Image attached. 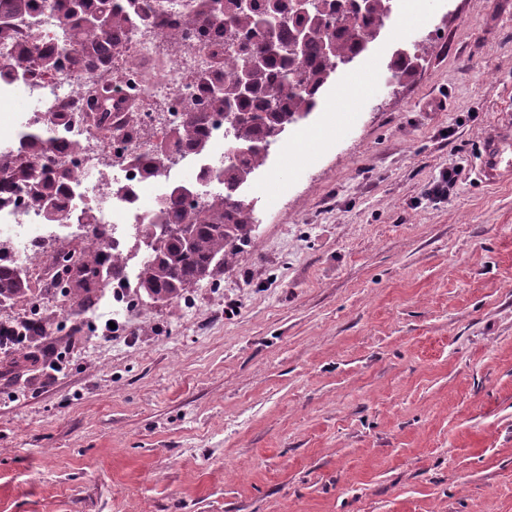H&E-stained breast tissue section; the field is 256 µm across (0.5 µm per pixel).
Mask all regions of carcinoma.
<instances>
[{"instance_id": "cac0c4a2", "label": "carcinoma", "mask_w": 512, "mask_h": 512, "mask_svg": "<svg viewBox=\"0 0 512 512\" xmlns=\"http://www.w3.org/2000/svg\"><path fill=\"white\" fill-rule=\"evenodd\" d=\"M396 0H310L307 7L281 14L276 0L263 4L243 0H194L183 17L195 25L209 19L224 5L229 27L226 38H245L239 49L228 47L224 71L206 75L201 85L209 92L215 112L231 117L230 136L243 149L235 161L217 168L228 192L204 211L183 208L180 195L166 200L154 224L146 232L147 254L137 274L136 288L162 302L180 298L194 281L214 268L236 263L255 223L254 206L232 189L266 164L269 150L287 127L314 112L320 95L336 73L366 53L386 28ZM32 0H0V16L21 17L30 13ZM70 38L80 47L72 64L91 70L112 53V37H119L135 21L153 17L151 0H126L118 7L112 0H58ZM417 54L396 53L389 64L388 85L409 78ZM175 139L207 153L197 118L191 112L173 131ZM0 187L27 188L48 217L63 209L71 172L60 171L40 179L10 156L0 155ZM65 265L63 287L73 298L87 304L101 288L103 268L123 266L119 253L104 254L94 240ZM33 291L27 270L0 262V305L24 299Z\"/></svg>"}]
</instances>
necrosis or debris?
Listing matches in <instances>:
<instances>
[{
    "instance_id": "necrosis-or-debris-1",
    "label": "necrosis or debris",
    "mask_w": 512,
    "mask_h": 512,
    "mask_svg": "<svg viewBox=\"0 0 512 512\" xmlns=\"http://www.w3.org/2000/svg\"><path fill=\"white\" fill-rule=\"evenodd\" d=\"M191 2L153 0L154 19L130 26L106 65L91 71L73 67L76 47L48 0L32 5L36 35H29L27 20L20 18L17 36L0 41V144L13 153L27 130L45 129L51 149L20 153L21 159L39 177L61 166L74 171L77 179L58 225L96 237L102 251L125 250L128 237L141 235L177 189L189 191L185 206L203 204L193 188L204 174L214 173V159L228 142V121L210 109L198 80L224 58V13L214 12L203 26H180ZM34 46L55 57V66L18 72L14 60ZM105 94L112 97V125L100 136L95 107ZM190 111L202 120L211 154L195 153L170 136ZM70 143L76 151L60 153V146ZM160 149L167 154L166 166L156 178H147L143 162ZM49 226L26 191L0 195V243L21 267L33 262L29 246L45 239Z\"/></svg>"
}]
</instances>
